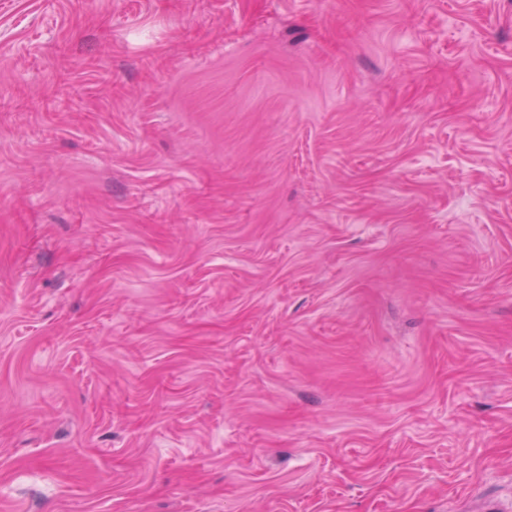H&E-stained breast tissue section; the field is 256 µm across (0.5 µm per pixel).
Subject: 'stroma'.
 <instances>
[{
	"label": "stroma",
	"instance_id": "35a3bbf8",
	"mask_svg": "<svg viewBox=\"0 0 512 512\" xmlns=\"http://www.w3.org/2000/svg\"><path fill=\"white\" fill-rule=\"evenodd\" d=\"M512 512V0H0V512Z\"/></svg>",
	"mask_w": 512,
	"mask_h": 512
}]
</instances>
